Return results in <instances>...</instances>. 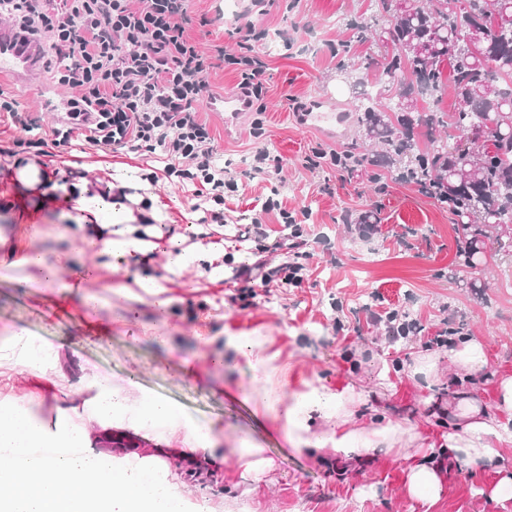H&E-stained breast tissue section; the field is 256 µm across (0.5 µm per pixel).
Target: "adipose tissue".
<instances>
[{
    "label": "adipose tissue",
    "mask_w": 512,
    "mask_h": 512,
    "mask_svg": "<svg viewBox=\"0 0 512 512\" xmlns=\"http://www.w3.org/2000/svg\"><path fill=\"white\" fill-rule=\"evenodd\" d=\"M65 201L72 207L68 226L59 228V237H66L71 226L87 232L86 241L98 247L100 254L112 256L116 263L138 261L145 244L136 236L132 213L111 194L91 189L89 182L75 184L67 190ZM257 341L251 336H227L223 339V355L243 358L251 372L259 395L267 399L266 409L281 415V433L293 448L331 447L345 458L359 459L380 448L405 447L416 439L413 427L389 422L381 426L357 428L352 424L350 404L356 400L353 388L341 393L325 386H312L296 398L292 406L280 408L279 398L269 396L265 384L274 369V359L256 354ZM85 387L95 389V409L78 426H61L46 433L21 410H0V512H178L187 497L185 485L157 476L150 486H142L134 471L124 467L103 452H82L52 459L30 458L28 471L19 477L8 461L19 448L39 445L47 440L72 445L85 442L90 428L111 424L116 415L128 410L139 413V425L151 428L153 422L175 416L167 401L100 382L86 374ZM457 423L451 424L445 444L440 450L450 456L467 460L495 461L496 446L512 443V427L499 425L490 413H479L465 392L456 395ZM332 422L324 433L311 429L313 417Z\"/></svg>",
    "instance_id": "ef3b65f1"
}]
</instances>
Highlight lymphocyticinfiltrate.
Returning <instances> with one entry per match:
<instances>
[{"mask_svg":"<svg viewBox=\"0 0 512 512\" xmlns=\"http://www.w3.org/2000/svg\"><path fill=\"white\" fill-rule=\"evenodd\" d=\"M0 14L23 39L40 45L42 65L65 112L53 130L56 142L85 131L91 141L115 151H162L166 178L191 183L199 201L215 203L211 222L223 224L218 207L225 192L237 191L238 184L230 171L216 165L210 130L196 118L211 62L185 35L190 22L185 0H0ZM244 29L237 46L219 49L218 56L238 71L239 88L254 114L252 170L278 180L286 161L263 145L265 63L254 47L263 34L249 23ZM273 211L288 226L287 238L272 239L265 216ZM307 236L296 215L279 200L266 199L241 234L253 242L256 260L233 272L237 299L255 301L274 285L302 287ZM278 250L288 259L271 265L267 256ZM363 311L369 323L384 325L390 341L421 331L401 309L378 303L364 305Z\"/></svg>","mask_w":512,"mask_h":512,"instance_id":"1","label":"lymphocytic infiltrate"}]
</instances>
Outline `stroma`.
Masks as SVG:
<instances>
[{"label":"stroma","instance_id":"1","mask_svg":"<svg viewBox=\"0 0 512 512\" xmlns=\"http://www.w3.org/2000/svg\"><path fill=\"white\" fill-rule=\"evenodd\" d=\"M225 0H187L191 24L188 38L206 54L235 46L242 21L227 12ZM370 0H266L264 13L252 14L256 29L267 30L259 44L267 63L263 75L266 110L263 114L265 147L286 160L283 180L267 181L251 174L255 143L250 122L227 130L224 115L198 105V117L207 123L220 166L236 175L239 192L227 201L233 221L250 223L263 202L278 194L288 210L307 211L310 276L300 288H271L258 305L230 303L232 268L211 283L197 265L187 266L169 288L176 304L167 313L133 301L140 277L166 276L165 227L178 225L183 248H192L208 233L201 211L195 210L191 184L171 185L166 179L143 182L131 189L135 217L147 219L154 256L129 270H113L108 258L85 243L80 233L57 238L66 206L43 207L41 186L19 184L14 161L33 155L32 140L47 139L44 158L49 170L84 173L96 184L111 185L131 170H146L141 153L90 144L74 134L64 145L50 144L51 129L60 118L59 102L49 75L25 86L1 77L19 111L33 113L38 127L26 131L0 113V257L8 251L37 249L65 255L60 271L73 287L57 297L40 284L37 271L0 266V340L12 331L25 330L53 354L50 369L30 371L21 364H0V405L23 407L35 413L46 432L58 424L80 425L94 405L90 390L62 393L54 383L55 371L71 379L94 372L101 380L169 400L182 415L197 424H216L213 475L192 481L184 512L204 505L213 512H512V446H502L496 462L445 458L439 472L438 497L425 504L410 494L409 475L416 462H431L432 448L448 430V411L454 410L451 377L467 373L448 349H426L425 344L445 324H452L455 341L483 343L486 365L471 396L477 405L499 402V384L512 377V260L489 253L486 265L471 273L477 289L449 277L457 250V236L448 212L414 187L388 181L384 192H374L365 175L343 176L330 168L305 170L302 159L312 146L338 150L359 140L358 128L335 139L301 124L293 101H324L326 108L350 103L351 92L337 75L333 47L347 39L342 20L364 12ZM164 206L151 219L153 200ZM379 206L383 218L369 238L343 224L344 213L359 214ZM380 295L385 303L404 307L417 318L420 334L387 341L383 328L357 322L353 309ZM98 296L104 303L99 321L110 327L109 336L86 333L82 298ZM61 307H54V300ZM342 301V310L333 302ZM344 323L336 335L335 320ZM224 332L260 337L262 353L277 354V372L269 388L290 405L296 395L316 383L334 392L354 387L357 426H368L376 410L420 435L407 448H381L372 457L350 461L330 448L298 451L281 436V424L271 419L262 401L247 399L251 375L227 359L217 361L201 337ZM430 360L435 369L428 380L414 371ZM110 433L132 438L133 447L114 449L125 465L168 471L181 480L193 445L189 431L177 426L166 431L144 430L134 421L113 422ZM260 448L273 460L276 480L254 481L245 473L244 446Z\"/></svg>","mask_w":512,"mask_h":512}]
</instances>
